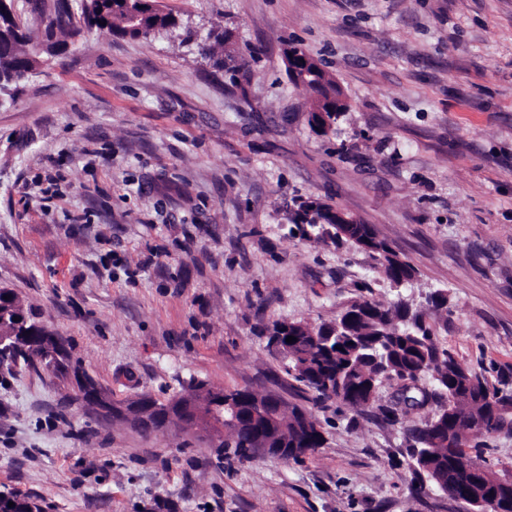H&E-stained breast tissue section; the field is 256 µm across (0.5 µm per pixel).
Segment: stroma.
Instances as JSON below:
<instances>
[{
	"label": "stroma",
	"instance_id": "stroma-1",
	"mask_svg": "<svg viewBox=\"0 0 512 512\" xmlns=\"http://www.w3.org/2000/svg\"><path fill=\"white\" fill-rule=\"evenodd\" d=\"M180 28L231 30L232 86L178 35L78 27L0 96V288L63 337L124 403L195 377L280 395L325 443L300 463L219 461L198 428L144 434L68 403L69 380L0 369V485L45 512H468L416 492L408 431L379 408L315 404L262 324L334 320L359 297L450 294L438 341L512 381V0H155ZM293 45L349 104L308 123ZM322 198L417 268L395 292L378 258L289 232Z\"/></svg>",
	"mask_w": 512,
	"mask_h": 512
}]
</instances>
